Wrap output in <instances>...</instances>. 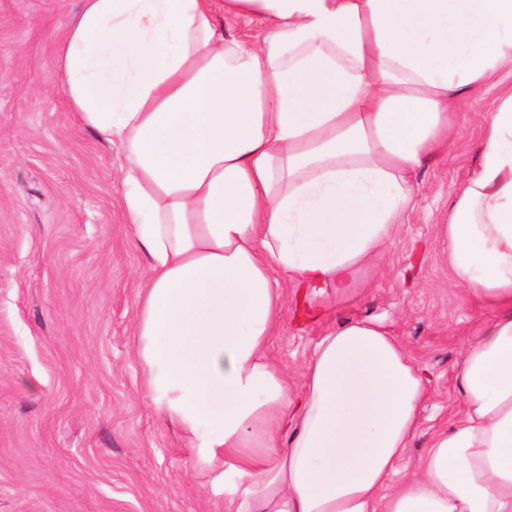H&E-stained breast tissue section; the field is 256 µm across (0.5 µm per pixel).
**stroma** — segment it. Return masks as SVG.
Returning a JSON list of instances; mask_svg holds the SVG:
<instances>
[{
	"label": "stroma",
	"mask_w": 512,
	"mask_h": 512,
	"mask_svg": "<svg viewBox=\"0 0 512 512\" xmlns=\"http://www.w3.org/2000/svg\"><path fill=\"white\" fill-rule=\"evenodd\" d=\"M78 7L0 0V512H224L189 436L144 394L133 332L149 257L122 207L124 148L79 125L56 67ZM479 134L419 174L382 270L311 308L284 287L268 348L296 383L328 330L380 319L429 381L412 460L450 427L467 330L486 313L454 286L438 232Z\"/></svg>",
	"instance_id": "stroma-1"
}]
</instances>
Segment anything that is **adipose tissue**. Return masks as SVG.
I'll return each instance as SVG.
<instances>
[{
  "mask_svg": "<svg viewBox=\"0 0 512 512\" xmlns=\"http://www.w3.org/2000/svg\"><path fill=\"white\" fill-rule=\"evenodd\" d=\"M225 17L258 22L255 42ZM512 66V0H81L57 70L125 149L150 257L135 353L150 403L224 472V512H512V91L440 231L470 329L461 413L401 472L426 380L383 323L317 343L299 386L267 357L279 278L317 299L381 266L465 94Z\"/></svg>",
  "mask_w": 512,
  "mask_h": 512,
  "instance_id": "adipose-tissue-1",
  "label": "adipose tissue"
}]
</instances>
